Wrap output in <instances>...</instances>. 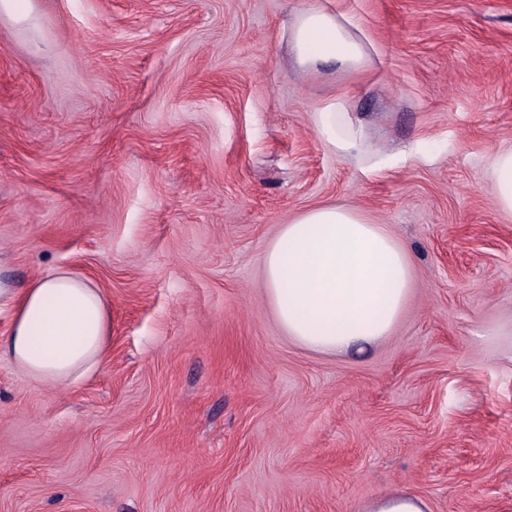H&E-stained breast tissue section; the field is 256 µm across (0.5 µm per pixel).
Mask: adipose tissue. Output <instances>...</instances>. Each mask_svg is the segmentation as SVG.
<instances>
[{"label": "adipose tissue", "mask_w": 512, "mask_h": 512, "mask_svg": "<svg viewBox=\"0 0 512 512\" xmlns=\"http://www.w3.org/2000/svg\"><path fill=\"white\" fill-rule=\"evenodd\" d=\"M295 62L315 71L324 65L361 71L373 49L357 24L323 0L300 9L291 24ZM322 145L354 159L362 173L384 169L365 158L364 123L344 100L312 116ZM496 207L512 215V145L498 147L488 169ZM408 246L387 225L359 210L328 203L304 210L279 225L262 259L263 285L285 334L318 353L363 349L387 336L413 286ZM111 316L97 288L67 270L27 285L17 302L4 350L30 377L52 384L74 382L96 368L109 343Z\"/></svg>", "instance_id": "adipose-tissue-1"}]
</instances>
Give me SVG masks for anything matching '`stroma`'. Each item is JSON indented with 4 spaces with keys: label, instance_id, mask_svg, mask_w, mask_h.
I'll list each match as a JSON object with an SVG mask.
<instances>
[{
    "label": "stroma",
    "instance_id": "1",
    "mask_svg": "<svg viewBox=\"0 0 512 512\" xmlns=\"http://www.w3.org/2000/svg\"><path fill=\"white\" fill-rule=\"evenodd\" d=\"M312 0H33L0 17V341L59 268L111 312L74 383L0 356V512H512V0H329L363 72L298 68ZM341 99L394 157L362 174L311 116ZM420 141L429 160L409 157ZM389 225L415 285L391 334L322 354L265 294L279 225ZM33 13L30 1L1 0L0 16L8 17L15 22H27ZM488 187L496 207L512 215V144L500 146L493 152ZM370 512H429L424 500L408 494L390 495L376 499Z\"/></svg>",
    "mask_w": 512,
    "mask_h": 512
}]
</instances>
